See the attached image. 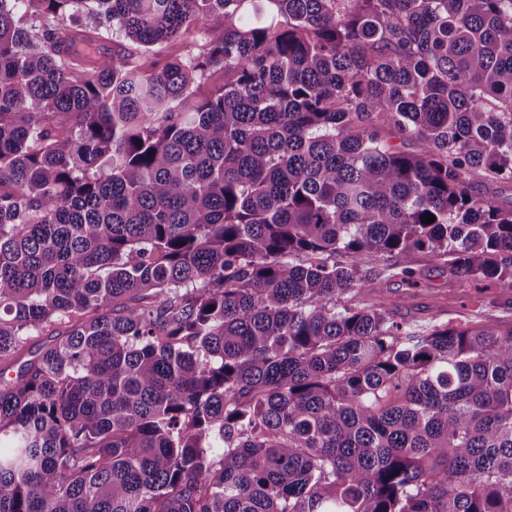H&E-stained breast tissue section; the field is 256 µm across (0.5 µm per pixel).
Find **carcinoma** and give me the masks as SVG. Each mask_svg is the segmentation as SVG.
<instances>
[{
	"mask_svg": "<svg viewBox=\"0 0 512 512\" xmlns=\"http://www.w3.org/2000/svg\"><path fill=\"white\" fill-rule=\"evenodd\" d=\"M245 2L0 0V512H512V326L373 302L512 291V0ZM203 36L198 28H190L183 33L176 41L166 47L165 51L169 55L179 56L185 55L196 50L203 43ZM391 262L414 269L421 281L431 288L429 291L409 288L398 278L384 284V295L395 304L396 321L431 318L464 321V316L480 306V315L485 321L512 324V310L501 305L505 297H512V293L505 294L496 286L482 291L474 288L475 285L462 287L457 279L449 275L448 266L432 261L423 252L402 253L393 256Z\"/></svg>",
	"mask_w": 512,
	"mask_h": 512,
	"instance_id": "1",
	"label": "carcinoma"
}]
</instances>
